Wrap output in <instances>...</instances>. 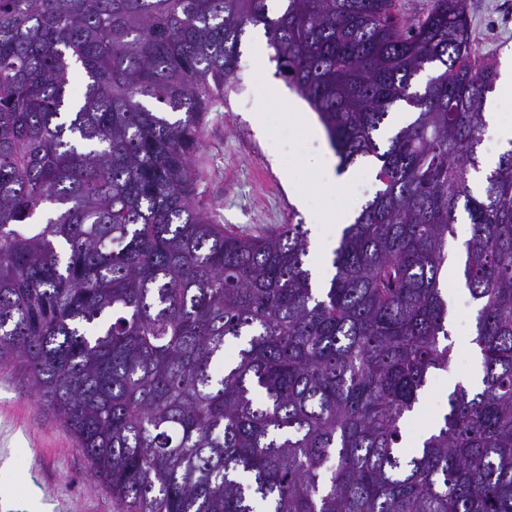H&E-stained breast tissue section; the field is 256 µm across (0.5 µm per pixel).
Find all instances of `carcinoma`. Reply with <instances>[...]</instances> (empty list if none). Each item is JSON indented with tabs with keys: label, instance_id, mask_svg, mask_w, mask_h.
<instances>
[{
	"label": "carcinoma",
	"instance_id": "obj_1",
	"mask_svg": "<svg viewBox=\"0 0 512 512\" xmlns=\"http://www.w3.org/2000/svg\"><path fill=\"white\" fill-rule=\"evenodd\" d=\"M259 25L340 169L375 164L318 287L305 225L236 232L199 192ZM498 77L467 0L412 21L399 0H0V365L26 368L118 512H512V147L472 187ZM461 211L481 387L407 447L454 359ZM448 395V373L437 371L429 380L418 408L412 413L405 424L406 441L412 440L425 431L429 418L439 413L440 417L446 410Z\"/></svg>",
	"mask_w": 512,
	"mask_h": 512
}]
</instances>
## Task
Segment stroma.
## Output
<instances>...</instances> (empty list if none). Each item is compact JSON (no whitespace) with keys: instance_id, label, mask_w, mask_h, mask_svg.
<instances>
[{"instance_id":"obj_1","label":"stroma","mask_w":512,"mask_h":512,"mask_svg":"<svg viewBox=\"0 0 512 512\" xmlns=\"http://www.w3.org/2000/svg\"><path fill=\"white\" fill-rule=\"evenodd\" d=\"M469 19L480 53L505 64L512 57V0H469ZM308 109L277 75L263 29H249L235 88L210 112L199 158L203 200L221 224L255 235L302 224L314 238L343 211L358 215L372 199L378 184L365 158L351 167L350 191L321 188L318 159L332 150L325 129L311 136L288 122L289 113ZM448 309L455 365L431 377L405 424L410 440L432 415L445 412L449 375L470 372L476 306L468 298ZM0 512H117L82 449L14 365L0 366Z\"/></svg>"}]
</instances>
